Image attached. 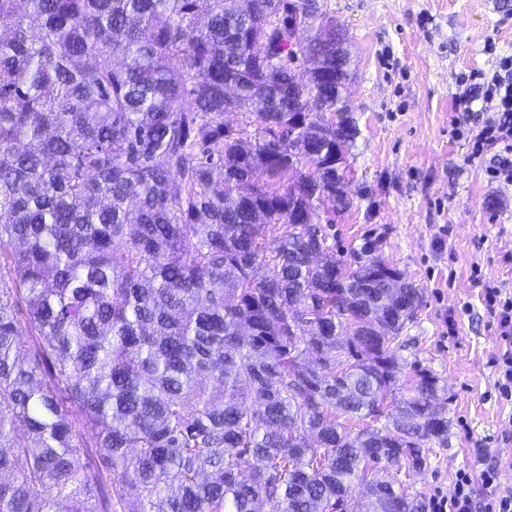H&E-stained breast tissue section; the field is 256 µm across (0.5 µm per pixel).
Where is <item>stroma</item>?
Returning <instances> with one entry per match:
<instances>
[{
	"label": "stroma",
	"instance_id": "obj_1",
	"mask_svg": "<svg viewBox=\"0 0 512 512\" xmlns=\"http://www.w3.org/2000/svg\"><path fill=\"white\" fill-rule=\"evenodd\" d=\"M346 31L348 108L360 134L348 156L346 210L321 215L331 252L379 257L422 301L402 334L404 357L444 386L447 447L430 444L423 469H401L407 493L448 496L456 473L500 464L512 488V403L497 400L501 352L488 283L512 289V185L488 182L454 127L478 128L457 103L463 78L492 75L512 55V0H319Z\"/></svg>",
	"mask_w": 512,
	"mask_h": 512
}]
</instances>
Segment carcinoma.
Masks as SVG:
<instances>
[{"instance_id": "cac0c4a2", "label": "carcinoma", "mask_w": 512, "mask_h": 512, "mask_svg": "<svg viewBox=\"0 0 512 512\" xmlns=\"http://www.w3.org/2000/svg\"><path fill=\"white\" fill-rule=\"evenodd\" d=\"M308 2L292 42L295 0H0V512H423L397 472L450 421L400 358L419 294L314 260L358 130Z\"/></svg>"}]
</instances>
